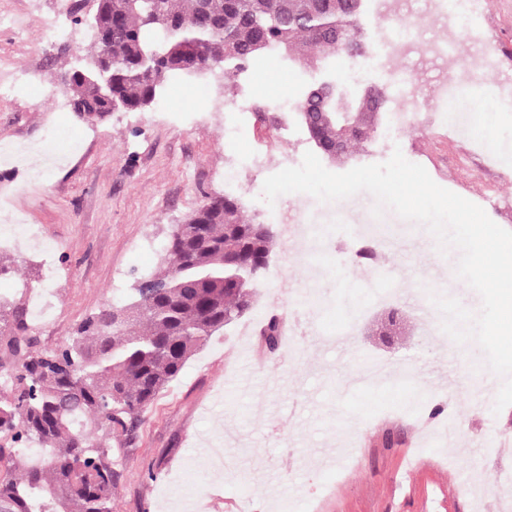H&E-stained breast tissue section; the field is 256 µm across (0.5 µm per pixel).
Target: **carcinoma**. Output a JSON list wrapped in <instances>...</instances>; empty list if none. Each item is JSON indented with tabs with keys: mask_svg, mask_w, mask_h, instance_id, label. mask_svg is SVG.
Here are the masks:
<instances>
[{
	"mask_svg": "<svg viewBox=\"0 0 512 512\" xmlns=\"http://www.w3.org/2000/svg\"><path fill=\"white\" fill-rule=\"evenodd\" d=\"M359 14L316 15L310 0H99L94 40L83 64L64 73L71 111L99 117L119 108L143 112L170 83L199 70L228 88L270 52L310 65L336 52L325 27H342L341 52L360 55ZM377 130L362 123L336 160ZM313 142L326 153L336 125ZM187 224L204 235L176 240L159 271L140 278L123 305L105 303L53 350L36 348L24 301L0 296V459L14 471L0 478V512H113L120 449L157 395L186 362L253 308L269 266L274 228L246 218L239 201L208 196ZM273 315L259 331L272 352L281 344ZM13 443L42 451L28 461Z\"/></svg>",
	"mask_w": 512,
	"mask_h": 512,
	"instance_id": "carcinoma-1",
	"label": "carcinoma"
}]
</instances>
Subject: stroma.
Returning a JSON list of instances; mask_svg holds the SVG:
<instances>
[{
    "label": "stroma",
    "instance_id": "1",
    "mask_svg": "<svg viewBox=\"0 0 512 512\" xmlns=\"http://www.w3.org/2000/svg\"><path fill=\"white\" fill-rule=\"evenodd\" d=\"M76 0H0V75L26 68L27 90L0 97V140L42 141L68 153L64 167L26 190L28 174L0 166V198L27 212L47 241L58 244L56 279L47 276L37 248L23 254L15 275L0 278V295L14 297L26 287L52 293L54 319L32 327L37 346L62 345L94 309L126 301L140 275L157 270L172 225L204 202L229 194L249 219L280 228L285 216L309 210L313 220L336 226L328 260L331 276L316 283L304 279V260L277 239L269 268L288 278L282 290L267 281L257 286V307L287 317L298 313L313 333L269 353L257 335L246 332L248 314L214 337L185 364L177 380L145 411L133 440L120 456L122 477L114 512H470L462 486L471 471L485 464L482 440L505 439L512 449V405L500 412L481 409L477 419L446 412L451 393L440 380L448 372L469 378L474 388L493 380L475 341L449 350L444 336L423 331L420 307L431 294L458 299L471 310L479 295L455 273L457 249L439 252L426 227L414 234L412 252L398 255V275L382 274L380 290L393 295L381 309L371 302L354 264L361 243L341 232L344 224H369L374 197L358 193L341 211H324L305 193L279 196L267 204L260 196L268 175L283 156L313 150L297 113L282 111L304 82L269 62L250 85L243 118H229L224 94L206 76L189 77L167 87L144 112H114L95 119L71 110L51 111L39 101L42 81H56L54 99L65 102L58 83L88 47L87 24H72ZM486 40L501 70L512 71V0H487ZM68 22L65 40L45 41L42 20ZM266 116H258L257 106ZM480 123L486 150L505 158L512 169V111L484 99ZM388 120L344 162L327 163L333 173L388 161L394 151L423 166L441 187L477 201L480 181L460 180L463 161L447 131L410 130L389 134ZM384 224L399 223L384 209ZM397 312L401 332L382 340L358 335L339 352L331 338L338 323L351 318L360 326H379ZM372 361L395 362L418 371L409 384L379 383L367 389L349 386L350 376ZM425 399V412L441 409V422L457 432L470 452L449 469L448 444L418 455V426L411 410ZM351 441L356 450L340 464L321 466L324 448Z\"/></svg>",
    "mask_w": 512,
    "mask_h": 512
}]
</instances>
